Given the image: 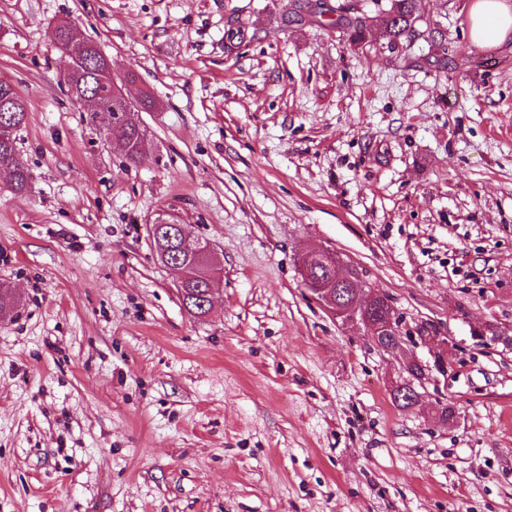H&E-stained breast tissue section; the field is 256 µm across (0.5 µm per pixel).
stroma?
Returning a JSON list of instances; mask_svg holds the SVG:
<instances>
[{"instance_id": "stroma-1", "label": "stroma", "mask_w": 512, "mask_h": 512, "mask_svg": "<svg viewBox=\"0 0 512 512\" xmlns=\"http://www.w3.org/2000/svg\"><path fill=\"white\" fill-rule=\"evenodd\" d=\"M471 2L391 46L293 0H0L32 173L0 179V512H512V52ZM64 21L150 99L139 163L61 85ZM171 217L219 258L206 316L156 259ZM323 249L450 358L413 407L306 288Z\"/></svg>"}]
</instances>
